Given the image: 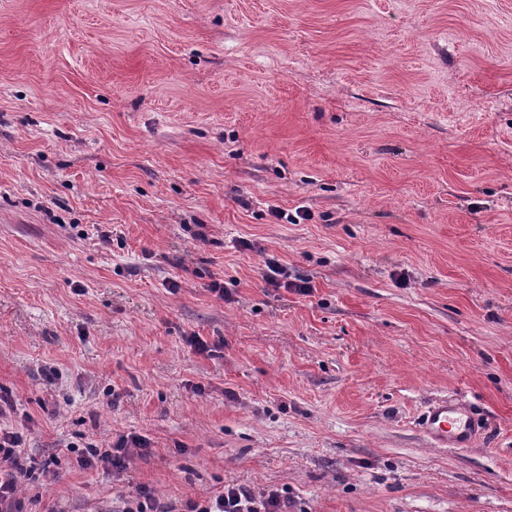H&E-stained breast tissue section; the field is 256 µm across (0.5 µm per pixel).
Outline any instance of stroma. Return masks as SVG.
Returning <instances> with one entry per match:
<instances>
[{
  "mask_svg": "<svg viewBox=\"0 0 512 512\" xmlns=\"http://www.w3.org/2000/svg\"><path fill=\"white\" fill-rule=\"evenodd\" d=\"M0 427L24 512H512V0H0ZM462 416L466 419L463 420ZM421 426L431 444L437 448L466 447L474 441L478 430L477 421L452 400L430 406L423 415ZM49 463L29 455L24 448V436L19 431L0 429V511L22 512V490L46 476ZM69 448L79 453V462L85 468H96L101 465L103 468L112 467V470L117 472L126 469L135 454L140 456L148 449L142 438L132 435L120 436L108 448H97L93 444H88L84 448L72 444ZM293 507L295 504L288 498L287 489L256 492L248 485L228 484L224 491L203 503H188L185 512H306L303 508L290 510Z\"/></svg>",
  "mask_w": 512,
  "mask_h": 512,
  "instance_id": "1",
  "label": "stroma"
}]
</instances>
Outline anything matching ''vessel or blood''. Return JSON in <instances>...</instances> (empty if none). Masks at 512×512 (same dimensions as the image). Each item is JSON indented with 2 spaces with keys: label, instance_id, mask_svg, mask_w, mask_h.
Returning <instances> with one entry per match:
<instances>
[{
  "label": "vessel or blood",
  "instance_id": "b4317fda",
  "mask_svg": "<svg viewBox=\"0 0 512 512\" xmlns=\"http://www.w3.org/2000/svg\"><path fill=\"white\" fill-rule=\"evenodd\" d=\"M422 430L438 448H463L470 445L478 430L476 420L465 417L462 407L451 400L433 404L424 413Z\"/></svg>",
  "mask_w": 512,
  "mask_h": 512
}]
</instances>
